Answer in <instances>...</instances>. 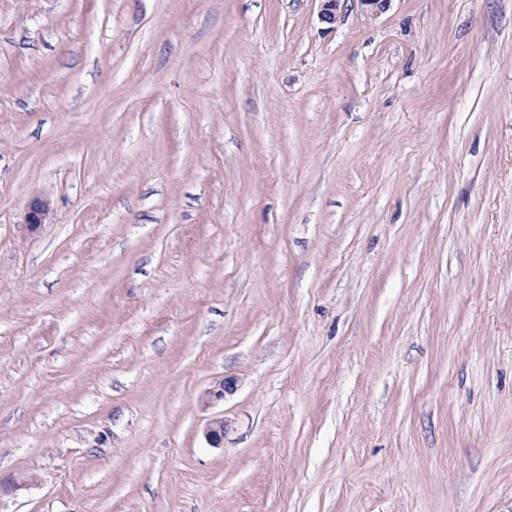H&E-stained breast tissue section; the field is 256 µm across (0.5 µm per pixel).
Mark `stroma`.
I'll return each mask as SVG.
<instances>
[{
    "mask_svg": "<svg viewBox=\"0 0 512 512\" xmlns=\"http://www.w3.org/2000/svg\"><path fill=\"white\" fill-rule=\"evenodd\" d=\"M317 14L0 0V512H512V0Z\"/></svg>",
    "mask_w": 512,
    "mask_h": 512,
    "instance_id": "obj_1",
    "label": "stroma"
}]
</instances>
